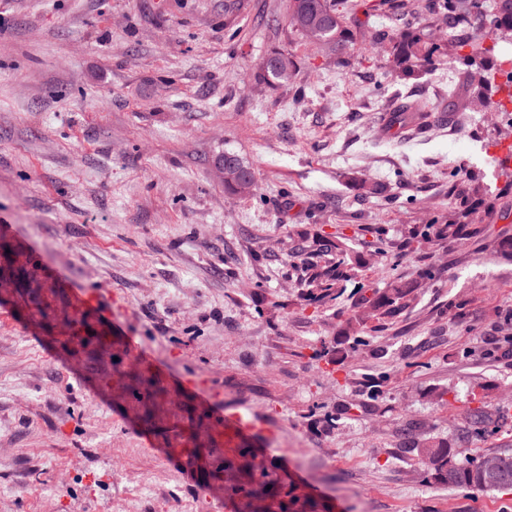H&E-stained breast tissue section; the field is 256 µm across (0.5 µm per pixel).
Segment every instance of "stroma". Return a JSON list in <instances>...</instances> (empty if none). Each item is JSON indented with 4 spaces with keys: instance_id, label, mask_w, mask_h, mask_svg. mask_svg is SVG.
I'll return each instance as SVG.
<instances>
[{
    "instance_id": "stroma-1",
    "label": "stroma",
    "mask_w": 512,
    "mask_h": 512,
    "mask_svg": "<svg viewBox=\"0 0 512 512\" xmlns=\"http://www.w3.org/2000/svg\"><path fill=\"white\" fill-rule=\"evenodd\" d=\"M284 4L0 0V512H241L223 488L247 484L243 448L283 512H512V490L441 485L400 446L410 422L452 445L471 408L512 412V140L456 110L447 67L387 77L389 42L327 53ZM279 48L297 75L273 88L257 67ZM410 96L439 117L388 130ZM224 152L256 195L225 191ZM474 180L468 241L403 248ZM315 223L357 255L385 229L374 287L438 270L341 359L350 300L317 313L292 282ZM234 412L264 429L233 447Z\"/></svg>"
}]
</instances>
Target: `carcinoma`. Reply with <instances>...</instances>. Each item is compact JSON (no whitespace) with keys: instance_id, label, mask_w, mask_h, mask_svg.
I'll use <instances>...</instances> for the list:
<instances>
[{"instance_id":"1","label":"carcinoma","mask_w":512,"mask_h":512,"mask_svg":"<svg viewBox=\"0 0 512 512\" xmlns=\"http://www.w3.org/2000/svg\"><path fill=\"white\" fill-rule=\"evenodd\" d=\"M441 8L447 15L448 27L466 29L475 21L482 22L495 41H512V0H442ZM288 24L302 39L307 38L310 27L316 25L323 31V44L341 50L354 40L358 24H348L352 15L347 0H288L286 5ZM391 51L385 63V75L403 79L416 76L439 63H446L458 71L457 107L467 109L476 102H486L493 96L504 93L507 101H498L497 110L508 112L512 104V70L504 83L496 81L503 72V63L493 62L483 41L470 40L462 43L450 38L443 46L425 41L423 30H398L390 37ZM280 58L274 68L266 71L259 65L257 78L270 87L287 85L295 77L297 62L293 55L279 49ZM426 105L404 99L393 107L394 118L401 120L407 115L425 116ZM241 175L224 182L225 189L235 195L251 196L258 190L253 169L236 154H231ZM474 201L463 202L448 217V221L429 224H413L402 232L403 246L417 251L436 241L453 238L466 240L473 234V227L483 223L481 210V185L470 187ZM378 241L376 250L367 255H352V238L342 232L327 234L322 229L314 233L301 231L302 240L312 239L315 249L295 266L296 284L307 305L327 306L344 295L348 286L351 292L354 314L343 329L342 342L356 350L366 345L361 336L362 328L370 321L386 326L396 321L412 308L418 299L423 284L434 277V266L428 265L418 271L417 278L409 281L403 277L389 280L384 288H368L365 272L376 267L386 253L384 230L372 229ZM503 418L500 410L473 409L468 415V428L452 448L443 442H421L414 436L417 425L409 424L401 436L404 447L415 453L416 460L426 477L450 487L461 489H507L512 488V453L494 454L499 471L492 473L483 467L484 457L459 462L456 457L467 451V445ZM244 497L257 504L269 500L267 482L260 481L248 490H240Z\"/></svg>"}]
</instances>
